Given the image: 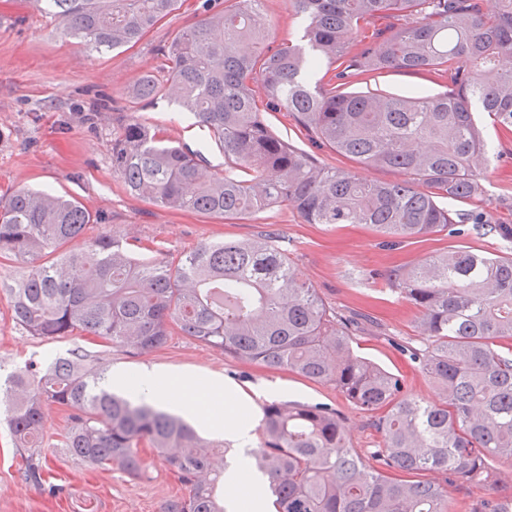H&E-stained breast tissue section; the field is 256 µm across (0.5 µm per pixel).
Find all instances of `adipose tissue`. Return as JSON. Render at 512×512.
Returning <instances> with one entry per match:
<instances>
[{
  "label": "adipose tissue",
  "mask_w": 512,
  "mask_h": 512,
  "mask_svg": "<svg viewBox=\"0 0 512 512\" xmlns=\"http://www.w3.org/2000/svg\"><path fill=\"white\" fill-rule=\"evenodd\" d=\"M112 382L131 386L134 394L182 410L196 421L206 423L217 419L219 428L240 442L250 438L251 424L244 399L239 393L225 388L219 378L184 376L171 385L162 383L159 374L142 372L136 380L118 374L113 376Z\"/></svg>",
  "instance_id": "adipose-tissue-1"
}]
</instances>
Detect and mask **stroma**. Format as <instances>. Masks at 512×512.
I'll list each match as a JSON object with an SVG mask.
<instances>
[{
	"mask_svg": "<svg viewBox=\"0 0 512 512\" xmlns=\"http://www.w3.org/2000/svg\"><path fill=\"white\" fill-rule=\"evenodd\" d=\"M201 3L184 0L180 10L135 46L100 52L68 34L34 0H0V196L22 187L52 188L104 216L105 229L147 247L148 258L166 261L179 260L203 240H238L277 232L278 246L331 312L344 318H370L365 329L353 331L354 350L399 376L408 395L438 400L439 391L408 355L425 342L416 310L395 291L392 274L445 251L512 256V239L486 229L490 222L512 224V133L478 114L497 157L481 181L477 199L452 200L448 207L479 214L484 222L424 240L393 244L365 225L308 224L290 209L227 221L137 199L126 192L112 168V132L119 119L134 115L140 122L160 126L166 137L193 150L207 138L192 120L179 118L167 100L134 111L127 96L144 72L167 66L164 46L196 20ZM265 11L271 24L270 47L299 38L304 24L290 0H265ZM447 85L444 75L422 71L391 72L359 81L357 87L405 96L416 89L437 93ZM267 121L279 137L323 164L367 179L395 178L391 170L366 168L330 148L312 145L289 118L272 114ZM87 345L83 336L47 342L33 338L14 322L11 299L0 292V380L25 371L32 363L47 367L55 358ZM99 355L109 375L148 368L161 374L219 377L225 387L246 393L249 414L256 423L262 418L263 404L272 400L321 403L340 414L349 442L363 457H370L381 443L370 415L335 387L234 359L187 336H170L163 346L144 354L104 348ZM66 427V409L50 407L39 454L60 489L56 495L27 477L25 451L14 447L0 428V512H159L165 500L185 495L186 488L170 464L148 451L143 452L144 464L135 476L117 468L90 469L57 447ZM486 468L487 481L450 485L453 512H473L482 498L512 494V461L493 458Z\"/></svg>",
	"mask_w": 512,
	"mask_h": 512,
	"instance_id": "obj_1",
	"label": "stroma"
}]
</instances>
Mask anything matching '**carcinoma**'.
Wrapping results in <instances>:
<instances>
[{
	"label": "carcinoma",
	"mask_w": 512,
	"mask_h": 512,
	"mask_svg": "<svg viewBox=\"0 0 512 512\" xmlns=\"http://www.w3.org/2000/svg\"><path fill=\"white\" fill-rule=\"evenodd\" d=\"M101 52L141 40L181 0H35ZM206 0L145 72L130 108L166 99L206 128L196 150L129 117L112 133V168L128 193L172 211L226 220L273 207L308 224H366L392 242L451 232L473 215L441 199L481 190L491 146L475 119L512 132V0H291L302 36L269 53L265 0ZM437 70L440 93L350 92L367 74ZM292 117L356 163L387 168L391 182L320 164L269 129ZM224 154V170L204 152ZM0 258L25 266L0 291L14 321L41 341L94 336L130 354L174 332L235 359L330 384L370 414L378 465L351 447L323 404L263 408L254 466L275 512H451L448 476L482 481L491 457L512 461V257L444 252L394 274L427 342L410 356L441 391L427 403L401 379L355 354L347 324L307 284L274 238L202 241L178 261L132 256L81 203L20 188L0 199ZM79 350L37 375L8 380L4 423L20 448L41 447L46 406L70 411L58 445L94 467L138 473L139 449L167 458L188 495L162 512H226L224 470L210 443L178 416L103 385ZM475 512H512V496Z\"/></svg>",
	"instance_id": "carcinoma-1"
}]
</instances>
